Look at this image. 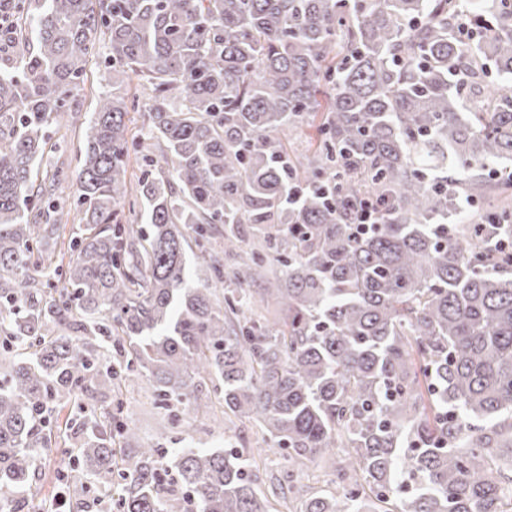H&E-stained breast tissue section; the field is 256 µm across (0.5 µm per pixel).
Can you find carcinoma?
<instances>
[{"instance_id":"carcinoma-1","label":"carcinoma","mask_w":512,"mask_h":512,"mask_svg":"<svg viewBox=\"0 0 512 512\" xmlns=\"http://www.w3.org/2000/svg\"><path fill=\"white\" fill-rule=\"evenodd\" d=\"M9 13L28 50L0 54V512H38L7 490L63 399L90 426L60 474L75 512L90 478L115 512H278L250 474L272 448L295 463L345 449L349 483L297 512H509L512 250L495 243H512V0ZM102 41L112 90L85 120L70 226L47 133L80 120ZM213 374L224 419L263 445L132 447L112 386L152 382L165 432Z\"/></svg>"}]
</instances>
